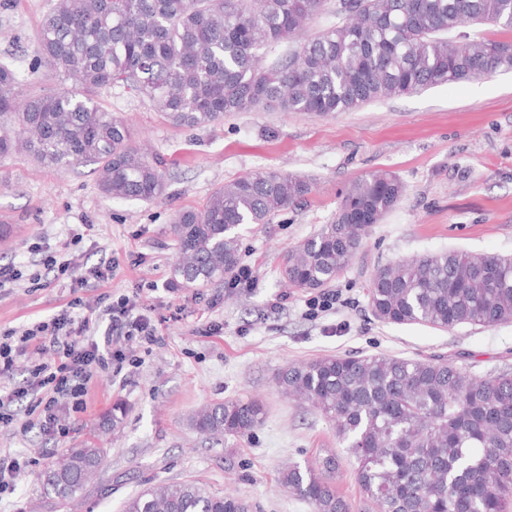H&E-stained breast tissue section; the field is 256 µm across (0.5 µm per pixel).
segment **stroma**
<instances>
[{
    "label": "stroma",
    "mask_w": 512,
    "mask_h": 512,
    "mask_svg": "<svg viewBox=\"0 0 512 512\" xmlns=\"http://www.w3.org/2000/svg\"><path fill=\"white\" fill-rule=\"evenodd\" d=\"M55 0H0V63L20 79L22 93H55L68 83L37 60V32ZM129 125L133 142L163 174L152 202L106 198L90 167H45L27 154L0 158V264L20 280L0 288V334L51 319L73 295L69 280L42 279L30 247L67 253L79 275L112 260L107 282L90 281L84 301L101 293L136 296L156 320L158 340L133 350L121 372L98 374L81 410H67V436L21 431L27 401L12 409L18 424L0 427V456L22 455V474L0 512H122L123 502L153 484L199 479L220 494L243 498L250 512H311L281 485L282 469L336 455V491L349 512H371L356 463L331 422L275 383L285 366L329 355L454 357L476 374L512 368V323L462 325L448 331L421 324H386L368 304L377 266L428 252L459 249L512 256V70L385 99L351 112H233L202 128L174 124L121 86L99 96ZM278 170L308 181L305 200L266 224L241 229V265L250 285L228 280L188 287L173 277L178 211L202 209L225 182ZM384 170L405 194L366 234L353 265L332 284L337 300L317 312L311 292L281 284L288 250L331 223L356 177ZM222 325L208 334V324ZM255 399L265 417L245 437L212 439L188 417L228 399ZM121 403L113 430L99 426ZM97 440L104 469L68 499L44 497L42 471L67 449Z\"/></svg>",
    "instance_id": "1"
}]
</instances>
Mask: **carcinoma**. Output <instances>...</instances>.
Masks as SVG:
<instances>
[{
	"label": "carcinoma",
	"instance_id": "1",
	"mask_svg": "<svg viewBox=\"0 0 512 512\" xmlns=\"http://www.w3.org/2000/svg\"><path fill=\"white\" fill-rule=\"evenodd\" d=\"M323 14L336 23L306 35ZM484 24L496 33L469 30ZM278 43L286 52L264 62V49ZM38 47L71 86L24 96L12 69L0 66V129H12L0 133V157L20 145L41 164L93 163L105 197L152 201L163 176L133 146L124 121L101 107L100 92L123 86L185 127L229 112H349L512 68V0H56ZM404 191L386 171L354 180L336 219L288 251L282 277L300 290L328 286ZM309 193L305 180L276 170L216 188L203 210L174 219L175 278L191 287L234 278L239 226L266 224ZM368 299L387 324L512 323V258L453 249L398 259L374 271ZM277 379L333 423L373 512H512V369L478 375L441 356H327L290 365ZM263 415L259 402L233 399L188 423L206 436H247ZM106 457L92 443L69 449L41 475L44 495H73ZM335 469L333 457L317 468L294 464L281 483L312 512H348ZM123 512L249 506L182 481L144 489Z\"/></svg>",
	"mask_w": 512,
	"mask_h": 512
}]
</instances>
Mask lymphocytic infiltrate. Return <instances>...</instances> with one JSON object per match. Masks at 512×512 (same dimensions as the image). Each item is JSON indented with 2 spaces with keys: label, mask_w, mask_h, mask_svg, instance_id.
Returning <instances> with one entry per match:
<instances>
[{
  "label": "lymphocytic infiltrate",
  "mask_w": 512,
  "mask_h": 512,
  "mask_svg": "<svg viewBox=\"0 0 512 512\" xmlns=\"http://www.w3.org/2000/svg\"><path fill=\"white\" fill-rule=\"evenodd\" d=\"M136 301L100 295L94 317H72L62 311L50 321L38 322L0 336V381L13 377L18 357L28 350L52 349L49 363L32 364L23 386L0 394V424L9 426L16 417L15 400H28L31 423L49 438L62 437L69 429L63 419L67 408L84 405L94 376L111 367H122L128 347L153 344L158 328L152 319L136 314Z\"/></svg>",
  "instance_id": "f902f5d3"
}]
</instances>
